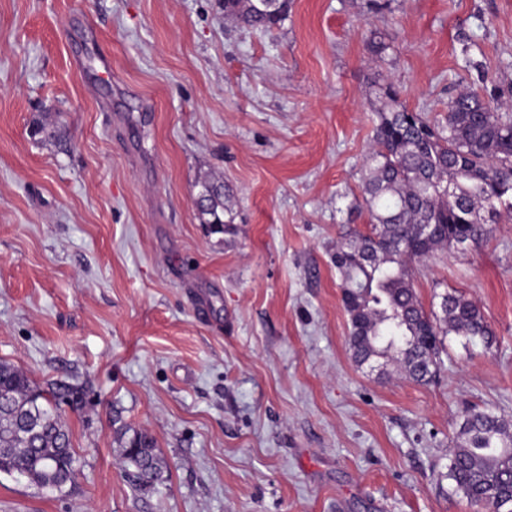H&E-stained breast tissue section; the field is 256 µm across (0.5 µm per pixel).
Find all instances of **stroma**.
I'll use <instances>...</instances> for the list:
<instances>
[{
  "label": "stroma",
  "mask_w": 512,
  "mask_h": 512,
  "mask_svg": "<svg viewBox=\"0 0 512 512\" xmlns=\"http://www.w3.org/2000/svg\"><path fill=\"white\" fill-rule=\"evenodd\" d=\"M379 2L264 30L224 0H0V361L59 389L78 458L60 493L0 474V512H480L448 466L467 408L512 426V220L415 265L424 309L458 292L493 336L449 334L424 385L354 362L332 254L371 220L375 77L431 116L512 99V0ZM203 189H209L211 192V198L209 206L205 210L199 211L201 221L203 224H209V226H217L218 229L213 230L214 233L230 234L234 231L233 216L229 215L228 219L225 220L224 214V200L216 189L213 188L209 183H203L201 185ZM219 221L220 224H211L212 221ZM122 466L127 478L139 489H150L162 481L166 464L157 454L154 439L142 431H134L122 453Z\"/></svg>",
  "instance_id": "stroma-1"
}]
</instances>
